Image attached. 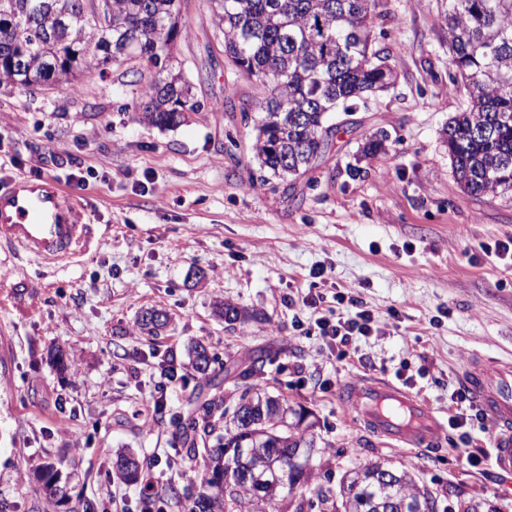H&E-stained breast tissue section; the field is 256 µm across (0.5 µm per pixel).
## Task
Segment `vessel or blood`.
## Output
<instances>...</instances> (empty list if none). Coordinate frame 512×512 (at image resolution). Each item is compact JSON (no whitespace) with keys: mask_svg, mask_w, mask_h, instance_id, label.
Segmentation results:
<instances>
[{"mask_svg":"<svg viewBox=\"0 0 512 512\" xmlns=\"http://www.w3.org/2000/svg\"><path fill=\"white\" fill-rule=\"evenodd\" d=\"M92 233L70 193L46 178L16 177L0 187V246L44 262L77 255ZM463 381L489 421L497 469L512 473V361L473 359ZM342 400L373 434L414 447L438 442L444 426L433 409L384 381L344 386Z\"/></svg>","mask_w":512,"mask_h":512,"instance_id":"b4317fda","label":"vessel or blood"}]
</instances>
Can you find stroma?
I'll return each mask as SVG.
<instances>
[{
  "label": "stroma",
  "mask_w": 512,
  "mask_h": 512,
  "mask_svg": "<svg viewBox=\"0 0 512 512\" xmlns=\"http://www.w3.org/2000/svg\"><path fill=\"white\" fill-rule=\"evenodd\" d=\"M447 8L379 0L375 32L395 85L334 113L327 152L271 186L251 181L266 89L228 65L209 0L181 2L188 31L173 53L202 107L176 127L138 121L151 73L136 61L83 75L74 92L0 84V186L90 171L66 184L93 226L81 253L55 264L0 250V512H144L139 486L113 471L122 450L152 468L163 512H185L199 484L182 443L193 403L216 394L232 403L250 386L310 412L323 486L387 459L432 493L436 512L459 499L512 512V476L491 458H462L458 431L445 429L432 453L401 446L339 398L349 383L401 372L447 420L469 358L512 357V261L493 250L512 238V198H473L453 174L442 131L465 97L447 89ZM382 131L386 154L364 157ZM318 267L324 295H358L379 328L355 337L342 361L303 331L313 315L301 298ZM220 302L250 319L224 322ZM151 307L171 316L157 337L136 324ZM196 341L218 358L213 384L189 364ZM58 350L61 367L50 360ZM261 355L262 377L226 374ZM165 364L179 372L166 386ZM48 466L64 490L52 501L34 478Z\"/></svg>",
  "instance_id": "stroma-1"
}]
</instances>
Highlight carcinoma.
<instances>
[{
  "label": "carcinoma",
  "mask_w": 512,
  "mask_h": 512,
  "mask_svg": "<svg viewBox=\"0 0 512 512\" xmlns=\"http://www.w3.org/2000/svg\"><path fill=\"white\" fill-rule=\"evenodd\" d=\"M21 20L15 30L0 29V84L23 77L30 87L46 79L50 59L33 42L53 36L61 42L54 62L57 85L76 87L84 71L105 74L124 57L107 59L96 46L84 47L88 29L60 26L59 13H81L87 0H12ZM215 25L231 67L267 85L269 96L255 141L260 168L286 179L303 174L326 153L335 135L330 116L353 111L355 102L391 87L396 74L376 47L373 25L378 0H211ZM181 0H111L112 16L121 27L112 30V52L127 43L133 53L156 66L163 64L171 34L186 29ZM448 51L452 71L448 92H464L466 108L444 129L448 156L463 190L472 197H512V0H448ZM142 121L167 128L180 124L201 108L191 86L177 72L151 82L139 95ZM226 322H243L248 313L235 305H217ZM192 369L209 376L215 362L201 342L189 352ZM224 399L213 395L195 405L184 426V443L195 451L198 441L212 437L204 449V472L187 512H285L282 502L303 493L314 477L308 465L315 453L314 435L297 422L271 428L264 422L233 428L224 423ZM307 451L299 463L291 459ZM390 467L372 462L349 470L340 491H316L319 512H365L370 501L390 502L406 512H436L435 498L405 469L397 480ZM115 474L136 481L135 457L117 454ZM46 494H63L49 467L41 475ZM258 485L277 486L276 497L253 500Z\"/></svg>",
  "instance_id": "obj_1"
}]
</instances>
